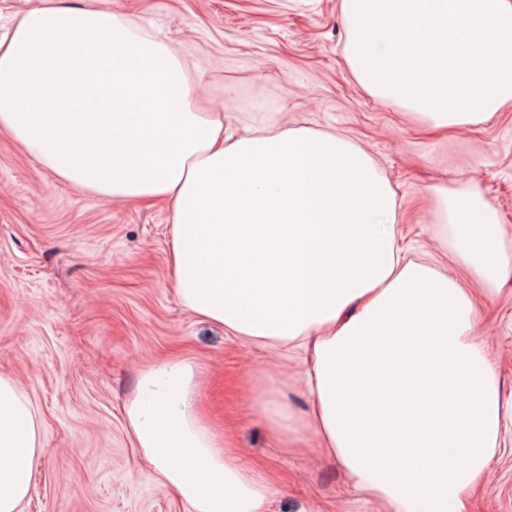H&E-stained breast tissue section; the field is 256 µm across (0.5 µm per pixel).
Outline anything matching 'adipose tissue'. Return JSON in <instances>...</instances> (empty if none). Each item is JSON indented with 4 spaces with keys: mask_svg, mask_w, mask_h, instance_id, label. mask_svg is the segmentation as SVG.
Wrapping results in <instances>:
<instances>
[{
    "mask_svg": "<svg viewBox=\"0 0 512 512\" xmlns=\"http://www.w3.org/2000/svg\"><path fill=\"white\" fill-rule=\"evenodd\" d=\"M163 42L120 16L46 0L0 36V132L59 179L115 201H173L169 278L194 316L310 355L308 422L257 370L272 436L312 432L385 512H464L488 476L505 413L455 279L409 259L396 194L351 141L307 128L232 136ZM436 223L482 280L507 266L493 205L434 187ZM190 359L142 369L124 406L135 444L190 512H267L271 486L196 408ZM39 426L0 376V512H18Z\"/></svg>",
    "mask_w": 512,
    "mask_h": 512,
    "instance_id": "1",
    "label": "adipose tissue"
}]
</instances>
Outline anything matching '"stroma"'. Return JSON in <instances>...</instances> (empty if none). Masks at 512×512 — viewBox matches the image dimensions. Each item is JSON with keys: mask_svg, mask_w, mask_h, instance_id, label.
Instances as JSON below:
<instances>
[{"mask_svg": "<svg viewBox=\"0 0 512 512\" xmlns=\"http://www.w3.org/2000/svg\"><path fill=\"white\" fill-rule=\"evenodd\" d=\"M141 35H159L224 114L227 131L309 128L362 148L394 189L413 258L473 297L478 329L512 412V272L488 292L434 220L431 188L467 184L498 210L512 251V107L452 130L372 97L345 56L340 0H96ZM172 204H112L65 184L0 132V374L36 414L41 451L20 512H187L133 445L123 402L139 371L189 357L200 412L240 463L268 482L269 512H379L304 434L271 441L250 392L258 368L304 414L297 353L270 352L198 320L167 276ZM465 512H512V422Z\"/></svg>", "mask_w": 512, "mask_h": 512, "instance_id": "stroma-1", "label": "stroma"}]
</instances>
